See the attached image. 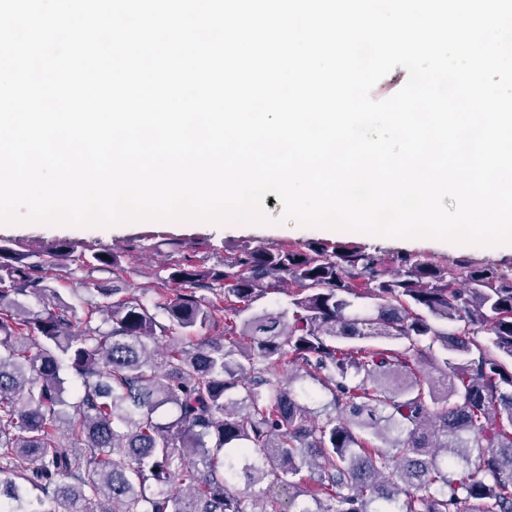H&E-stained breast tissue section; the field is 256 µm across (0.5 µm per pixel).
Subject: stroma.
I'll list each match as a JSON object with an SVG mask.
<instances>
[{
  "mask_svg": "<svg viewBox=\"0 0 512 512\" xmlns=\"http://www.w3.org/2000/svg\"><path fill=\"white\" fill-rule=\"evenodd\" d=\"M268 224H234L224 226L194 223L155 224L148 221L120 223L112 226H68L38 223H0V240L22 242L26 248L39 251L54 242H64L75 252L92 254L99 250L122 251L129 241L139 245L133 257L125 262L127 275L123 282L129 293L151 300L153 273L158 261L165 257L166 240L186 244L205 243L210 250L208 263H215L233 254L242 246L259 244L273 247L289 241L353 242L388 257L411 253L420 254L439 265H448L460 257L507 270L512 268V251L498 246L457 245L433 238H396L349 230L328 232L318 227L301 226L288 231L281 226L284 214L280 200L267 206Z\"/></svg>",
  "mask_w": 512,
  "mask_h": 512,
  "instance_id": "35a3bbf8",
  "label": "stroma"
}]
</instances>
